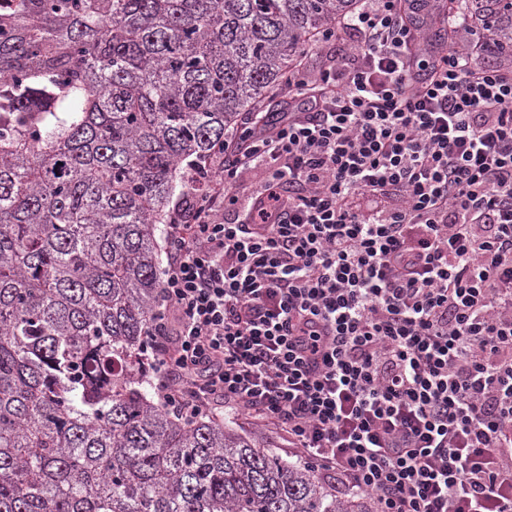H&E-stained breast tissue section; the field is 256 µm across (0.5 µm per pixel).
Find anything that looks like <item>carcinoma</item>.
Returning a JSON list of instances; mask_svg holds the SVG:
<instances>
[{"instance_id": "carcinoma-1", "label": "carcinoma", "mask_w": 512, "mask_h": 512, "mask_svg": "<svg viewBox=\"0 0 512 512\" xmlns=\"http://www.w3.org/2000/svg\"><path fill=\"white\" fill-rule=\"evenodd\" d=\"M358 0H0V512H366L147 391L189 166ZM491 66L512 0H457Z\"/></svg>"}]
</instances>
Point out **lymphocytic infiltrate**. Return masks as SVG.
Instances as JSON below:
<instances>
[{"instance_id": "1", "label": "lymphocytic infiltrate", "mask_w": 512, "mask_h": 512, "mask_svg": "<svg viewBox=\"0 0 512 512\" xmlns=\"http://www.w3.org/2000/svg\"><path fill=\"white\" fill-rule=\"evenodd\" d=\"M359 2L345 54L189 170L159 400L279 431L374 512H512V67L426 40L431 0Z\"/></svg>"}]
</instances>
